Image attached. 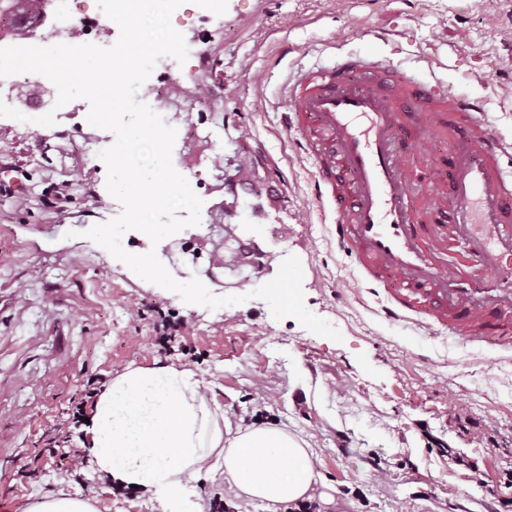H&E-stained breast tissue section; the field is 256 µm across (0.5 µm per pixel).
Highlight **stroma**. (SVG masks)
I'll return each instance as SVG.
<instances>
[{"label":"stroma","mask_w":512,"mask_h":512,"mask_svg":"<svg viewBox=\"0 0 512 512\" xmlns=\"http://www.w3.org/2000/svg\"><path fill=\"white\" fill-rule=\"evenodd\" d=\"M171 22L198 55L183 64L176 93L156 70L144 94L177 130L172 161L202 201L200 222L156 244L130 230L122 245L156 251L177 281L195 277L244 301L216 310L185 303L87 238L122 206L104 162L85 151L107 135L87 122L86 100L61 107L44 131L33 122L38 105L23 107L27 122L0 120V168L25 175L20 192L0 193V512L75 493L95 512H162L141 489L98 472L85 428L65 436L56 427L87 377L154 365L194 373L230 430L261 423L307 444L321 475L310 491L316 512H494L512 501V487L487 495L463 465L512 466V361H490L442 333L419 339L359 290L315 170L285 130L281 96L291 69L336 48L389 68L432 58L454 90L481 103L491 131L512 139V0H228L219 16L188 2ZM282 37L293 50L281 60ZM64 186L71 202L46 209L43 199ZM248 240L261 249V274L237 250ZM289 255L302 263L306 308L341 341L275 319L253 297ZM153 305L188 319L190 354L160 350ZM437 440L451 457L433 450ZM65 444L78 449V466L59 463ZM189 489L226 512H287L237 497L219 460Z\"/></svg>","instance_id":"stroma-1"}]
</instances>
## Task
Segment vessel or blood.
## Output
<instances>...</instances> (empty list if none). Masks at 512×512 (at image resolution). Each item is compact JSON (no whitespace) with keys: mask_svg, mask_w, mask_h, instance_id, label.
<instances>
[{"mask_svg":"<svg viewBox=\"0 0 512 512\" xmlns=\"http://www.w3.org/2000/svg\"><path fill=\"white\" fill-rule=\"evenodd\" d=\"M352 52L292 71L287 127L387 317L512 359V143L478 101Z\"/></svg>","mask_w":512,"mask_h":512,"instance_id":"b4317fda","label":"vessel or blood"}]
</instances>
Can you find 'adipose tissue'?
Listing matches in <instances>:
<instances>
[{
    "label": "adipose tissue",
    "instance_id": "1",
    "mask_svg": "<svg viewBox=\"0 0 512 512\" xmlns=\"http://www.w3.org/2000/svg\"><path fill=\"white\" fill-rule=\"evenodd\" d=\"M100 473L161 496L169 512H203L186 483L212 454L239 494L293 508L319 479L307 448L275 427L225 439L193 373L171 366L130 369L99 395L87 427Z\"/></svg>",
    "mask_w": 512,
    "mask_h": 512
}]
</instances>
